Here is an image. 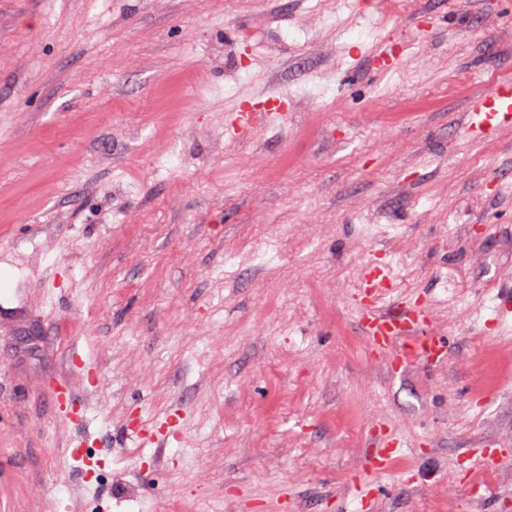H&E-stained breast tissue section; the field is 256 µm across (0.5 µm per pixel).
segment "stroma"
Returning a JSON list of instances; mask_svg holds the SVG:
<instances>
[{
  "instance_id": "35a3bbf8",
  "label": "stroma",
  "mask_w": 512,
  "mask_h": 512,
  "mask_svg": "<svg viewBox=\"0 0 512 512\" xmlns=\"http://www.w3.org/2000/svg\"><path fill=\"white\" fill-rule=\"evenodd\" d=\"M507 75L505 0H0V507L475 512L468 449L512 454V129L463 115ZM370 267L441 358L370 353ZM401 444L393 439H380L377 448H372L367 454V466L373 472L385 469L390 457L398 451Z\"/></svg>"
}]
</instances>
